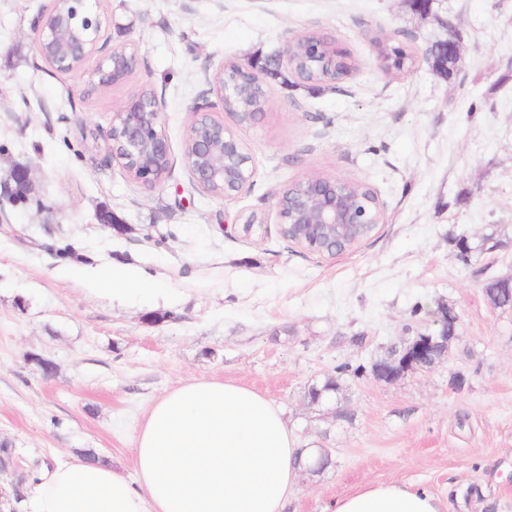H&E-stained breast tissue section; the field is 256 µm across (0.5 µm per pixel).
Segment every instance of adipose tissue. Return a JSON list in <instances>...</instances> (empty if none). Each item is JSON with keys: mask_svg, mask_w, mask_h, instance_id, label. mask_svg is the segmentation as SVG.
<instances>
[{"mask_svg": "<svg viewBox=\"0 0 512 512\" xmlns=\"http://www.w3.org/2000/svg\"><path fill=\"white\" fill-rule=\"evenodd\" d=\"M133 448V483L99 461L40 463L16 512H285L310 454L274 402L212 379L161 397ZM331 512H448V501L401 482L367 484Z\"/></svg>", "mask_w": 512, "mask_h": 512, "instance_id": "ef3b65f1", "label": "adipose tissue"}]
</instances>
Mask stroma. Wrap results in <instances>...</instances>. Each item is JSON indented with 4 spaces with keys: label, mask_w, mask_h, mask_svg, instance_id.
<instances>
[{
    "label": "stroma",
    "mask_w": 512,
    "mask_h": 512,
    "mask_svg": "<svg viewBox=\"0 0 512 512\" xmlns=\"http://www.w3.org/2000/svg\"><path fill=\"white\" fill-rule=\"evenodd\" d=\"M53 5L0 0V176L24 165L32 186L0 200V443L23 465L91 448L131 480L132 436L152 405L217 379L272 400L301 447L328 450L287 512H326L389 481L447 497L449 512H512V305L485 293L512 276V0H435L426 17L407 0H100L94 56L72 73L36 52L37 17ZM444 19L464 58L452 84L421 59ZM308 32L335 39L350 75L318 91L267 82L263 116L238 131L251 188L233 199L199 188L183 154L195 107L224 117L209 79ZM379 37L410 48L414 68L385 73ZM120 46L136 50L135 72L91 89L97 57ZM145 89L171 148L152 187L106 147L113 111ZM310 175L367 185L382 224L334 256L285 241L274 195ZM104 211L120 224L101 223ZM252 214L263 226L248 236ZM490 235L502 247L479 251ZM458 237L475 247L469 262ZM115 262L142 269L150 289L114 298L81 272ZM442 304L459 315L447 356L374 378L390 347L436 329ZM331 373L336 393L311 402Z\"/></svg>",
    "instance_id": "obj_1"
}]
</instances>
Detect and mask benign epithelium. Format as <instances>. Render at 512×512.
Returning a JSON list of instances; mask_svg holds the SVG:
<instances>
[{
  "label": "benign epithelium",
  "mask_w": 512,
  "mask_h": 512,
  "mask_svg": "<svg viewBox=\"0 0 512 512\" xmlns=\"http://www.w3.org/2000/svg\"><path fill=\"white\" fill-rule=\"evenodd\" d=\"M98 0H56L54 6L41 13L37 20V49L41 58L59 72L70 73L83 68L99 40L102 19L97 9ZM442 26L446 36L428 46L423 59L434 74L452 64L461 66V38L455 26L445 20ZM296 42L290 38L281 50L265 60L268 70L284 69L294 74L288 46ZM137 53L113 51L102 56L91 71L89 80L99 86L124 82L136 69ZM307 65L336 81V68L347 61L345 53H336V43L322 37L308 43L305 54ZM263 88V74L251 59L234 62V71L222 68L214 77L210 91L220 102L231 99L247 101ZM196 120L188 138L191 150L184 153V163L196 184L208 191L217 183L224 185L222 197L233 198L252 185V160L237 133L240 127L254 126L262 111L232 112L235 127L213 118L210 113L195 110ZM108 149L112 157L135 181L154 186L170 169V147L162 129L161 107L153 94L138 93L112 114L108 135ZM358 185L352 182L319 176H306L275 193V208L281 236L310 252L336 255L351 249L367 238L369 232L382 221L378 200H372L376 215L370 216L359 201ZM31 191L29 171L14 166L0 179V195L11 200L24 199ZM457 321L451 307H440L439 328L418 333L409 342L393 349L381 360L376 378L396 380L405 373L431 368L436 360L448 353L449 344L456 338V330L449 325Z\"/></svg>",
  "instance_id": "obj_1"
}]
</instances>
